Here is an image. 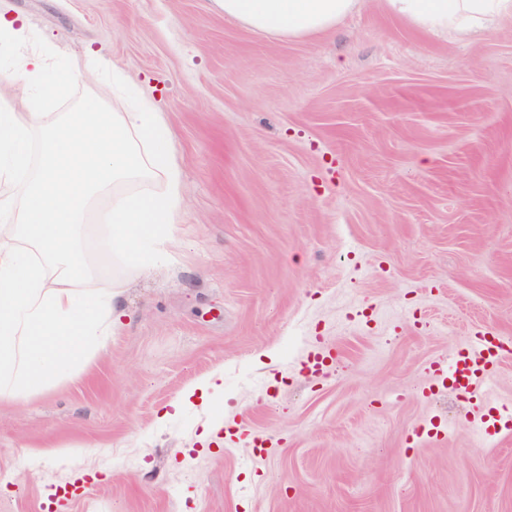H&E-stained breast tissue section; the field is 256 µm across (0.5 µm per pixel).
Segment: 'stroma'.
I'll use <instances>...</instances> for the list:
<instances>
[{"label": "stroma", "instance_id": "1", "mask_svg": "<svg viewBox=\"0 0 512 512\" xmlns=\"http://www.w3.org/2000/svg\"><path fill=\"white\" fill-rule=\"evenodd\" d=\"M31 50L98 56L173 133L186 204L142 275L84 247L129 317L107 354L0 399V512H512V17L437 37L383 0L301 40L215 0H0ZM101 98L84 73L52 104ZM337 364L303 370L308 355ZM221 390L198 396L212 373ZM502 339L490 333L474 336L468 346L448 363L435 366L436 382L461 394L472 395L488 381L500 359Z\"/></svg>", "mask_w": 512, "mask_h": 512}]
</instances>
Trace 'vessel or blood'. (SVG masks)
Instances as JSON below:
<instances>
[{
	"mask_svg": "<svg viewBox=\"0 0 512 512\" xmlns=\"http://www.w3.org/2000/svg\"><path fill=\"white\" fill-rule=\"evenodd\" d=\"M501 352V337L489 333L474 336L453 359L436 365V382L462 394H474L480 385L488 381Z\"/></svg>",
	"mask_w": 512,
	"mask_h": 512,
	"instance_id": "b4317fda",
	"label": "vessel or blood"
}]
</instances>
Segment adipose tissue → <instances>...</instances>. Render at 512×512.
I'll return each instance as SVG.
<instances>
[{
  "instance_id": "obj_1",
  "label": "adipose tissue",
  "mask_w": 512,
  "mask_h": 512,
  "mask_svg": "<svg viewBox=\"0 0 512 512\" xmlns=\"http://www.w3.org/2000/svg\"><path fill=\"white\" fill-rule=\"evenodd\" d=\"M225 19L269 35L302 38L330 31L359 0H216ZM390 12L426 32H488L512 15V0H385ZM12 46L0 88L32 89L30 111L0 95V182L21 202L0 201V398L27 397L73 376L107 353L123 327L120 292L89 291L82 238L85 215L110 194L99 230L123 261L158 267L163 241L185 204L171 132L145 101L103 112L99 100L62 117L45 107L76 82L78 67L51 73L25 49L24 28L0 13V41ZM39 154H32V147Z\"/></svg>"
}]
</instances>
